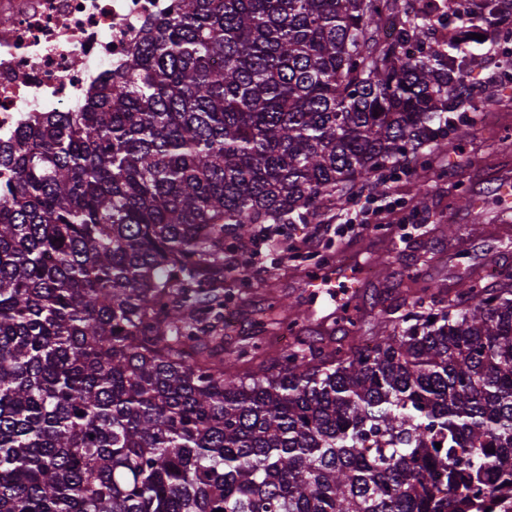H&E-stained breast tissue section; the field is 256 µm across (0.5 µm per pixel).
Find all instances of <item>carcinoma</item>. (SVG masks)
<instances>
[{
    "label": "carcinoma",
    "instance_id": "obj_1",
    "mask_svg": "<svg viewBox=\"0 0 512 512\" xmlns=\"http://www.w3.org/2000/svg\"><path fill=\"white\" fill-rule=\"evenodd\" d=\"M178 0L79 112L0 143V512H466L512 490V274L417 276L352 336L234 342L257 225L416 175L512 0ZM371 447H365V444ZM441 444L436 448L435 444Z\"/></svg>",
    "mask_w": 512,
    "mask_h": 512
}]
</instances>
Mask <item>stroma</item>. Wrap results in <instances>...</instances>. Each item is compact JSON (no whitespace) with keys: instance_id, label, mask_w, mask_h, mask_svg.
Segmentation results:
<instances>
[{"instance_id":"stroma-1","label":"stroma","mask_w":512,"mask_h":512,"mask_svg":"<svg viewBox=\"0 0 512 512\" xmlns=\"http://www.w3.org/2000/svg\"><path fill=\"white\" fill-rule=\"evenodd\" d=\"M470 70L478 87L472 111L458 125L452 149L430 158L428 210L413 211L412 178L402 173L385 181V192L397 206L384 216L387 235L342 233L347 210L325 206L306 225L304 236L286 229L260 243L257 269L284 301L309 310L310 335L329 332L347 295L370 313L413 274L453 288L460 278L481 276L492 266L512 272V43L500 38L481 44ZM463 190L472 206L458 202ZM476 209L483 224L474 235ZM447 224L458 225V233L444 232ZM299 251L336 257L350 252L349 267L359 273L355 288L344 289L332 263L322 269L320 284H312L307 270L294 261Z\"/></svg>"}]
</instances>
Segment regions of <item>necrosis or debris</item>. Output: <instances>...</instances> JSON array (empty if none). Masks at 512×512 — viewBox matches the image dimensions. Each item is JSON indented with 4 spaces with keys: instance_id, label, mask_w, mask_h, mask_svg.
I'll return each mask as SVG.
<instances>
[{
    "instance_id": "obj_1",
    "label": "necrosis or debris",
    "mask_w": 512,
    "mask_h": 512,
    "mask_svg": "<svg viewBox=\"0 0 512 512\" xmlns=\"http://www.w3.org/2000/svg\"><path fill=\"white\" fill-rule=\"evenodd\" d=\"M175 0H0V134L31 112H77Z\"/></svg>"
}]
</instances>
